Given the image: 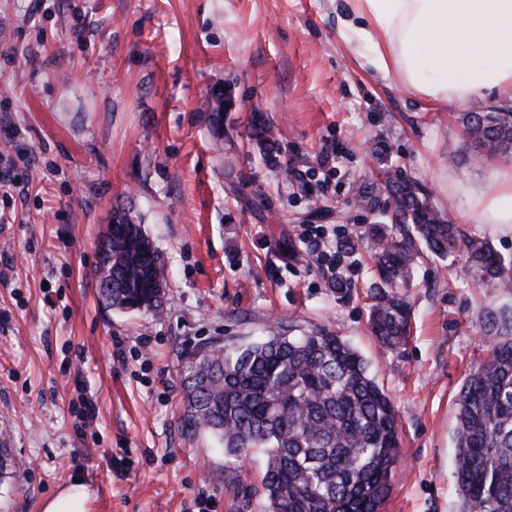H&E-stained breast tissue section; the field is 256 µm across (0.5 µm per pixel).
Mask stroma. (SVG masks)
I'll list each match as a JSON object with an SVG mask.
<instances>
[{"mask_svg": "<svg viewBox=\"0 0 512 512\" xmlns=\"http://www.w3.org/2000/svg\"><path fill=\"white\" fill-rule=\"evenodd\" d=\"M340 25L337 0H0V152L13 161L0 187V448L19 465L0 480V512H40L76 480L89 512H198L201 494L215 512H263L262 454L230 460L186 429L182 378L198 352L276 321L336 331L389 395L400 461L382 512H460L456 397L492 342L483 309L512 294L420 264L410 340L385 349L368 327L366 230L383 220L380 179L405 178L512 255V237L463 203L496 161L470 162L458 116L471 104L387 85ZM226 89L213 120L207 102ZM128 207L167 265L159 316L98 299V242ZM315 225L342 228L351 286L301 242Z\"/></svg>", "mask_w": 512, "mask_h": 512, "instance_id": "1", "label": "stroma"}]
</instances>
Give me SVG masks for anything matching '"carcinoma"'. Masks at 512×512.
Returning <instances> with one entry per match:
<instances>
[{
  "label": "carcinoma",
  "mask_w": 512,
  "mask_h": 512,
  "mask_svg": "<svg viewBox=\"0 0 512 512\" xmlns=\"http://www.w3.org/2000/svg\"><path fill=\"white\" fill-rule=\"evenodd\" d=\"M472 160L512 156V112L463 115ZM388 224L368 236L379 285L370 328L386 347L410 336L411 307L398 292L421 260L467 258L465 275L512 291V256L465 235L410 181L386 179ZM102 245L99 300L122 312L163 311L166 270L129 211L115 213ZM481 330L495 337L465 379L457 402L455 477L462 512H512V306L491 309ZM186 424L211 433L230 459L262 450L264 512H381L400 437L390 398L362 356L341 336L315 328L301 336L271 326L265 338L195 355L183 380Z\"/></svg>",
  "instance_id": "cac0c4a2"
}]
</instances>
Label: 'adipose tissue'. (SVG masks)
<instances>
[{
    "label": "adipose tissue",
    "mask_w": 512,
    "mask_h": 512,
    "mask_svg": "<svg viewBox=\"0 0 512 512\" xmlns=\"http://www.w3.org/2000/svg\"><path fill=\"white\" fill-rule=\"evenodd\" d=\"M353 14L339 36L368 63L435 105L485 91L512 101V0H343ZM466 203L492 233L512 236V165L470 187Z\"/></svg>",
    "instance_id": "adipose-tissue-1"
}]
</instances>
